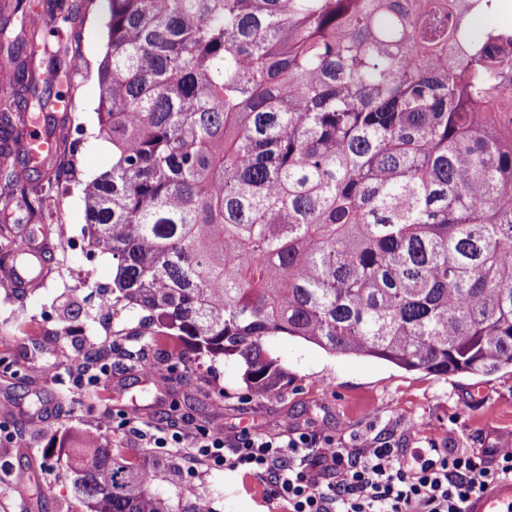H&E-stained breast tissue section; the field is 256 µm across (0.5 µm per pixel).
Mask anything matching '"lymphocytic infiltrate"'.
<instances>
[{"mask_svg": "<svg viewBox=\"0 0 512 512\" xmlns=\"http://www.w3.org/2000/svg\"><path fill=\"white\" fill-rule=\"evenodd\" d=\"M437 434L404 462L382 435L362 448H321L302 434L281 442L262 436L229 437L223 428L157 437L159 447L183 449L192 462L245 468L268 477L289 512H465L469 498L512 480V448L479 451L448 447Z\"/></svg>", "mask_w": 512, "mask_h": 512, "instance_id": "lymphocytic-infiltrate-1", "label": "lymphocytic infiltrate"}]
</instances>
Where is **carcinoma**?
<instances>
[{
	"label": "carcinoma",
	"instance_id": "carcinoma-1",
	"mask_svg": "<svg viewBox=\"0 0 512 512\" xmlns=\"http://www.w3.org/2000/svg\"><path fill=\"white\" fill-rule=\"evenodd\" d=\"M500 2L108 0L112 168L81 193L112 306L234 359L257 397L285 377L274 335L442 377L512 369V27L473 31ZM30 54L67 78L80 33ZM59 178L0 158L30 217ZM63 454L86 512H201L109 443Z\"/></svg>",
	"mask_w": 512,
	"mask_h": 512
}]
</instances>
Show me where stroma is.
<instances>
[{"label":"stroma","mask_w":512,"mask_h":512,"mask_svg":"<svg viewBox=\"0 0 512 512\" xmlns=\"http://www.w3.org/2000/svg\"><path fill=\"white\" fill-rule=\"evenodd\" d=\"M84 61L69 83L39 81L50 103L45 113L26 107L28 93L17 89L12 123L50 130L57 102L77 85V113L85 130L78 177L86 179L112 164V147L95 138L99 104L98 64L107 42L104 0L81 13ZM54 266L93 267L89 287L47 278L34 291L0 292V403L21 406L0 415V512H84L71 491L65 460L48 459L50 448L74 432H98L118 456L147 463L149 493L173 505L198 503L207 512H288L270 486L243 471L191 464L178 448H158L149 435L163 422L196 432L213 427L234 435H261L287 441L298 432L316 434L347 448L363 447L382 434L394 447H428L435 431L452 435L455 448L512 446V372L491 376L438 377L407 371L367 357L330 354L285 336H270L265 347L286 371L278 389L248 396L242 368L210 359L155 326L121 310L112 315V335L86 336L82 329L96 304L97 289L112 285V257L82 249L56 253ZM112 353L111 384L83 381L74 365L85 347ZM149 361L162 384L144 383L140 361ZM45 489L30 508L32 483Z\"/></svg>","instance_id":"obj_1"}]
</instances>
